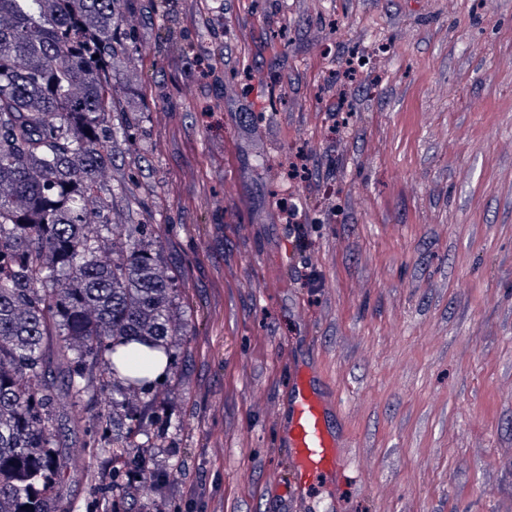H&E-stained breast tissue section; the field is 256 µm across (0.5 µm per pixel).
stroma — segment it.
<instances>
[{
    "label": "stroma",
    "mask_w": 512,
    "mask_h": 512,
    "mask_svg": "<svg viewBox=\"0 0 512 512\" xmlns=\"http://www.w3.org/2000/svg\"><path fill=\"white\" fill-rule=\"evenodd\" d=\"M144 2L112 83L148 96L106 180L157 188L191 334L153 389L167 485L141 512H512V0ZM299 364L347 459L302 498ZM70 454L63 512H112L111 452Z\"/></svg>",
    "instance_id": "1"
}]
</instances>
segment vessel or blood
<instances>
[{
    "instance_id": "vessel-or-blood-1",
    "label": "vessel or blood",
    "mask_w": 512,
    "mask_h": 512,
    "mask_svg": "<svg viewBox=\"0 0 512 512\" xmlns=\"http://www.w3.org/2000/svg\"><path fill=\"white\" fill-rule=\"evenodd\" d=\"M292 376L288 448L293 488L306 495L324 478L341 472L344 455L328 423V402L313 385L312 371L298 366Z\"/></svg>"
}]
</instances>
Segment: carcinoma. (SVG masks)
Returning a JSON list of instances; mask_svg holds the SVG:
<instances>
[{
    "label": "carcinoma",
    "mask_w": 512,
    "mask_h": 512,
    "mask_svg": "<svg viewBox=\"0 0 512 512\" xmlns=\"http://www.w3.org/2000/svg\"><path fill=\"white\" fill-rule=\"evenodd\" d=\"M120 2L0 0V512H61L66 436L112 450V487H158L134 400L189 324L158 226L112 223L116 198L128 210L151 189L103 182L133 128L112 86L140 53L116 34ZM108 387L118 413L99 408Z\"/></svg>",
    "instance_id": "obj_1"
}]
</instances>
